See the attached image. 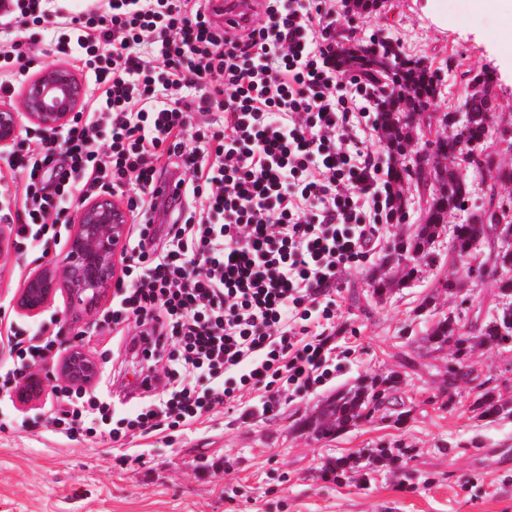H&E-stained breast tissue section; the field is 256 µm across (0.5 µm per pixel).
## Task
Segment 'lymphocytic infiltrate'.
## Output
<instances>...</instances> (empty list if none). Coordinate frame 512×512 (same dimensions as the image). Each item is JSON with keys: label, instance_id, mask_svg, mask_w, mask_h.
<instances>
[{"label": "lymphocytic infiltrate", "instance_id": "obj_1", "mask_svg": "<svg viewBox=\"0 0 512 512\" xmlns=\"http://www.w3.org/2000/svg\"><path fill=\"white\" fill-rule=\"evenodd\" d=\"M50 2L0 0V15L33 31ZM262 14L226 29L208 0H86L60 19L52 53L78 63L84 104L61 137L7 157L26 187L20 211L0 217L45 243L61 238L74 202L107 187L126 196L138 231L103 320L134 321V356L167 361L173 382L115 422L100 398L64 390L54 424L70 440L190 425L242 387L271 410L282 389L307 392L336 370L332 292L395 213L378 114L366 83L336 74V0H263ZM30 65L19 44L0 47V97ZM173 170L183 196L164 209L152 187ZM55 346L50 334L19 336L0 386Z\"/></svg>", "mask_w": 512, "mask_h": 512}]
</instances>
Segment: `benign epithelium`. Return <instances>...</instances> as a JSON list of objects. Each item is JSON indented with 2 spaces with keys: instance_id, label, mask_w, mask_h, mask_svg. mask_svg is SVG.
<instances>
[{
  "instance_id": "1",
  "label": "benign epithelium",
  "mask_w": 512,
  "mask_h": 512,
  "mask_svg": "<svg viewBox=\"0 0 512 512\" xmlns=\"http://www.w3.org/2000/svg\"><path fill=\"white\" fill-rule=\"evenodd\" d=\"M85 89L77 75L63 64H52L29 78L21 90L19 104H0V155L15 148L23 131L36 128L59 134L81 109ZM422 140H412L402 157L409 173L424 171L435 175L440 155L427 123H421ZM129 211L114 198L110 189L78 204L73 222L59 254L31 264L23 283L12 295V308L33 318L48 310L60 294L70 305L87 310L104 297V291L118 278L126 260ZM500 250L512 252V225L494 226ZM15 252V230L0 224V258ZM76 326L62 332L65 353L46 375L25 376L15 391L17 404L26 406L40 400L45 382L67 387H87L92 383V365L81 355Z\"/></svg>"
}]
</instances>
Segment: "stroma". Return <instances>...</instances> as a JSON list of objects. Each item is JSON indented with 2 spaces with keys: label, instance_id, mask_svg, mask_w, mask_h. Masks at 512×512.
Segmentation results:
<instances>
[{
  "label": "stroma",
  "instance_id": "35a3bbf8",
  "mask_svg": "<svg viewBox=\"0 0 512 512\" xmlns=\"http://www.w3.org/2000/svg\"><path fill=\"white\" fill-rule=\"evenodd\" d=\"M431 0H388L379 12L338 18L337 40L354 35L369 46L383 39L439 68L440 111L459 108L468 88L460 71L489 73L499 122L512 125V33L496 15L474 9L472 0H448L443 23L431 18ZM57 245L19 244L0 265V344L14 332L40 326L59 331L75 321L66 298L49 312L27 318L10 299L29 265ZM381 256L347 271L336 291V311L326 333L338 368L323 386L283 393L273 412L257 393L241 390L238 401L190 426L156 431L131 441L110 437L72 441L50 423L58 403L53 385L22 408L0 393V512H512V465L475 462L476 448L512 449V413L481 418L472 409L479 383L512 404V344L475 347L474 380L444 394L447 353L429 356L419 374L403 375L397 402L346 432L323 438L303 432L336 391L362 378L399 371L404 356L445 314L471 298L484 312L496 305L491 278L466 281L448 295L440 281L452 272L448 236L440 234L427 262L407 287L383 302L371 300L368 281ZM133 323L87 329L79 344L105 366L106 392L118 416L138 411L152 392L129 394L139 365L129 350ZM378 448H403L394 465L374 464L336 474L339 458L368 457ZM144 463H137V455Z\"/></svg>",
  "mask_w": 512,
  "mask_h": 512
}]
</instances>
